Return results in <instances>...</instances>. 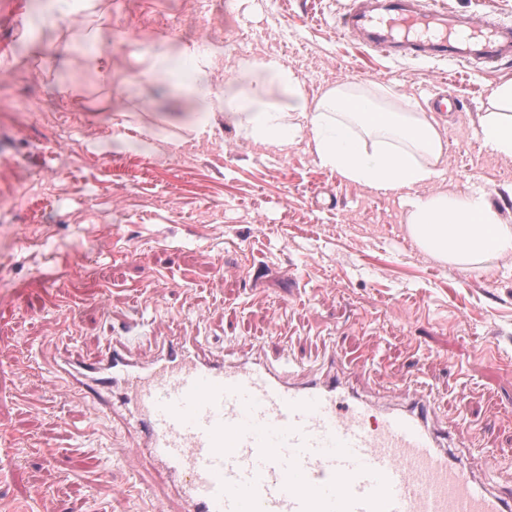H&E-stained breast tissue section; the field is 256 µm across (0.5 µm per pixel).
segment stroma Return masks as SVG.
Wrapping results in <instances>:
<instances>
[{
    "mask_svg": "<svg viewBox=\"0 0 512 512\" xmlns=\"http://www.w3.org/2000/svg\"><path fill=\"white\" fill-rule=\"evenodd\" d=\"M100 0L116 38L85 63L36 0H0V512H180L170 480L122 412L102 414L53 376L69 351L101 354L119 327L135 358L160 336H197L236 363L274 359L278 323L294 365L316 370L325 340L373 352L361 397L436 400L433 423L490 485L512 481V256L460 271L420 252L398 195L318 167L306 144L268 154L217 123L211 141L165 152L136 128H169L171 86L143 78L139 53L164 26L228 47L212 83H246L240 62L285 58L310 96L338 82L386 86L438 116L445 178L476 184L512 223V159L483 148L480 123L512 64L397 60L339 38L350 0ZM134 39H127L130 29ZM65 61L56 68L48 56ZM78 86L65 95L61 86Z\"/></svg>",
    "mask_w": 512,
    "mask_h": 512,
    "instance_id": "1",
    "label": "stroma"
}]
</instances>
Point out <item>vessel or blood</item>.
<instances>
[{
	"label": "vessel or blood",
	"instance_id": "b4317fda",
	"mask_svg": "<svg viewBox=\"0 0 512 512\" xmlns=\"http://www.w3.org/2000/svg\"><path fill=\"white\" fill-rule=\"evenodd\" d=\"M339 26L385 57L495 66L512 59V25L453 14L428 0H352ZM288 382L260 360L228 366L191 336L131 359L120 340L104 355H64L55 374L100 411L127 409L143 453L171 477L182 512H512L441 448L433 402L373 413L339 374Z\"/></svg>",
	"mask_w": 512,
	"mask_h": 512
}]
</instances>
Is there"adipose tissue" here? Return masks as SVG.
Wrapping results in <instances>:
<instances>
[{
	"instance_id": "ef3b65f1",
	"label": "adipose tissue",
	"mask_w": 512,
	"mask_h": 512,
	"mask_svg": "<svg viewBox=\"0 0 512 512\" xmlns=\"http://www.w3.org/2000/svg\"><path fill=\"white\" fill-rule=\"evenodd\" d=\"M224 50L194 43L181 46L186 70L174 67L164 49L138 55L143 73L173 81L182 90L185 139L211 138L217 120L237 137L273 154L307 143L315 163L342 180L378 194H398L407 208V234L438 262L468 271L512 253V224L502 220L482 188L457 193L427 192L442 175L443 136L418 101L392 100L388 88L364 90L347 83L309 97L298 72L278 56L251 64L247 96L232 84L216 95L210 78ZM279 100H271L270 89ZM496 111L481 121L484 147L512 158V81L493 91Z\"/></svg>"
}]
</instances>
